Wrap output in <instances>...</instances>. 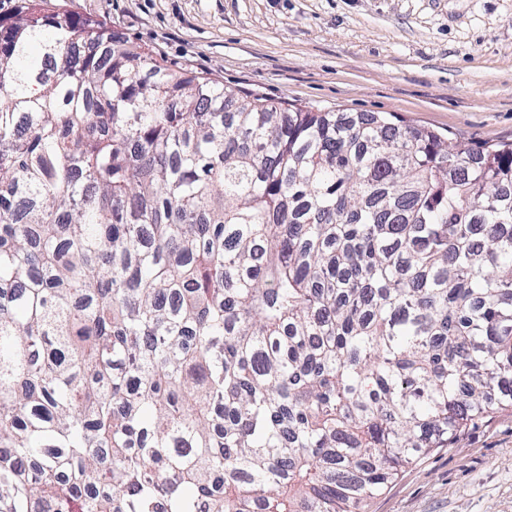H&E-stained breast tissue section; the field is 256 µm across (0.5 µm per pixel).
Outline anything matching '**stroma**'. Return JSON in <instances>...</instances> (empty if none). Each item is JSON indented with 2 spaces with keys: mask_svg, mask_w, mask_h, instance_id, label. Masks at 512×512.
Segmentation results:
<instances>
[{
  "mask_svg": "<svg viewBox=\"0 0 512 512\" xmlns=\"http://www.w3.org/2000/svg\"><path fill=\"white\" fill-rule=\"evenodd\" d=\"M135 46L275 103L394 112L512 142V0H59ZM362 512H512V407L423 454Z\"/></svg>",
  "mask_w": 512,
  "mask_h": 512,
  "instance_id": "stroma-1",
  "label": "stroma"
}]
</instances>
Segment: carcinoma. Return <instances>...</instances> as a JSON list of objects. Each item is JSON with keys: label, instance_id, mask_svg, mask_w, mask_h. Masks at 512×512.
<instances>
[{"label": "carcinoma", "instance_id": "cac0c4a2", "mask_svg": "<svg viewBox=\"0 0 512 512\" xmlns=\"http://www.w3.org/2000/svg\"><path fill=\"white\" fill-rule=\"evenodd\" d=\"M512 407V143L0 18V512H360Z\"/></svg>", "mask_w": 512, "mask_h": 512}]
</instances>
